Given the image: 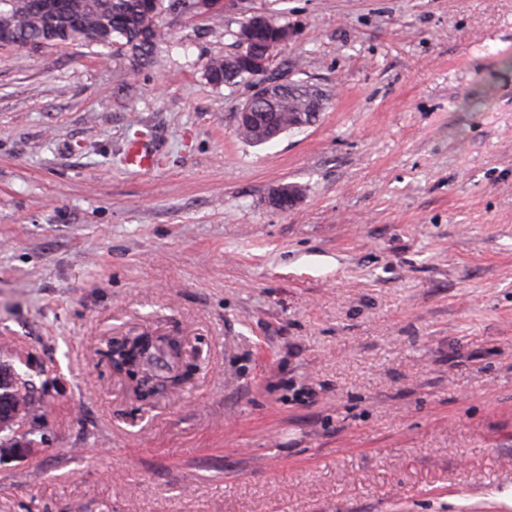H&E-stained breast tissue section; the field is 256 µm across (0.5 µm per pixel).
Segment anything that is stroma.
<instances>
[{"instance_id": "stroma-1", "label": "stroma", "mask_w": 512, "mask_h": 512, "mask_svg": "<svg viewBox=\"0 0 512 512\" xmlns=\"http://www.w3.org/2000/svg\"><path fill=\"white\" fill-rule=\"evenodd\" d=\"M257 13L330 101L253 147L203 65ZM160 24L143 67L0 46V366L37 390L0 512H512V0ZM132 331L184 338L180 395L113 377ZM156 153L153 151L148 136H136L129 141L125 161L127 166L139 171H150L154 168Z\"/></svg>"}]
</instances>
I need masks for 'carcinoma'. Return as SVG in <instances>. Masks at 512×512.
Returning <instances> with one entry per match:
<instances>
[{
	"mask_svg": "<svg viewBox=\"0 0 512 512\" xmlns=\"http://www.w3.org/2000/svg\"><path fill=\"white\" fill-rule=\"evenodd\" d=\"M194 0H70V8L61 13L44 12L36 0H0V28L11 33V41L21 48L49 47L92 48L129 53L138 64L150 62L166 34L158 24L164 12L185 11ZM270 26L256 28L244 47L232 54L216 55L203 66V76L215 88L237 83L255 84V76L247 66L251 55L263 54L275 47L277 35ZM58 29L63 37L43 43L46 32ZM286 92L270 100L254 98L251 111L262 112L283 133L299 128L295 113L307 111L312 94L320 96L322 106L313 110L312 121H317L326 109V94L311 83L287 82ZM107 360L118 367L126 363L140 374L143 397L150 399L154 387L165 381L173 389L185 384L191 377L193 365L180 361L173 341L140 333L119 345H110L104 352ZM0 407L8 414L0 417V429L6 430L29 417L34 408L32 384L7 370L0 371Z\"/></svg>",
	"mask_w": 512,
	"mask_h": 512,
	"instance_id": "cac0c4a2",
	"label": "carcinoma"
}]
</instances>
